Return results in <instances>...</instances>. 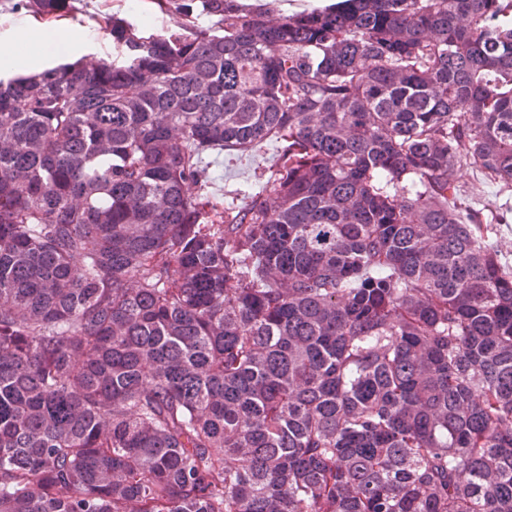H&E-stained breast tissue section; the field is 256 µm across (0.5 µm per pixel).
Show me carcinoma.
Returning a JSON list of instances; mask_svg holds the SVG:
<instances>
[{
  "label": "carcinoma",
  "instance_id": "cac0c4a2",
  "mask_svg": "<svg viewBox=\"0 0 512 512\" xmlns=\"http://www.w3.org/2000/svg\"><path fill=\"white\" fill-rule=\"evenodd\" d=\"M157 5L0 77V512H512V0ZM336 0H236L235 3L247 8H262L265 4L271 3L281 14H294L312 7H324ZM276 154L273 144H265L252 158L242 160L213 154L209 160L214 162L212 169L218 177L214 193L224 197L226 202L234 199L235 204H241L244 194L262 188L268 175L266 170L274 164ZM455 185L460 190L458 198L464 205L480 210L484 219L492 218L495 234L493 242L498 249L499 260L512 269V222L496 224L495 218L502 211L504 204L512 206V187L502 188L500 184H491L482 179L479 172L471 167H461L455 173Z\"/></svg>",
  "mask_w": 512,
  "mask_h": 512
}]
</instances>
